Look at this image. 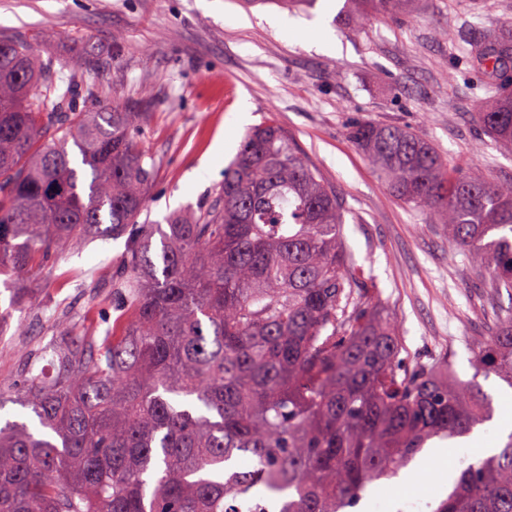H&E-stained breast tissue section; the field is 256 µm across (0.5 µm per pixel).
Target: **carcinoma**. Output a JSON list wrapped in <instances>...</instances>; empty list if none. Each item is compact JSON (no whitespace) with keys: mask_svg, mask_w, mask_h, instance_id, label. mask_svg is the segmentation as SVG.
I'll return each mask as SVG.
<instances>
[{"mask_svg":"<svg viewBox=\"0 0 512 512\" xmlns=\"http://www.w3.org/2000/svg\"><path fill=\"white\" fill-rule=\"evenodd\" d=\"M351 18L414 0H349ZM469 58L478 124L512 150V26ZM89 89L0 38V271L21 283L78 240L127 236L117 336L76 334L33 375L47 436L0 426V512H345L426 445L470 434L491 398L446 363L403 358L355 264L336 191L277 124L242 139L215 201L141 224L157 160L142 112L80 108ZM348 137L393 196L434 214L498 309L476 372L512 387V182L452 168L408 127ZM432 512H512V435L461 468Z\"/></svg>","mask_w":512,"mask_h":512,"instance_id":"cac0c4a2","label":"carcinoma"}]
</instances>
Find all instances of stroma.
Returning a JSON list of instances; mask_svg holds the SVG:
<instances>
[{
    "mask_svg": "<svg viewBox=\"0 0 512 512\" xmlns=\"http://www.w3.org/2000/svg\"><path fill=\"white\" fill-rule=\"evenodd\" d=\"M507 21L512 0H415L406 13L360 25L347 0L294 11L273 0L251 8L240 0H0V36L26 42L90 87L81 108L149 113L141 140L158 161L143 214L151 223L215 199L245 133L233 117L248 96L250 125L282 126L335 188L353 259L395 316L406 355L447 359L464 381L476 378L467 340L489 332L495 309L467 279L470 257L449 245L433 216L391 194L348 129L365 120L411 127L450 166L512 182V152L474 120L485 92L465 57ZM222 141L229 148L218 158ZM126 247L123 236L88 239L21 288L0 284V313L11 323L0 335V425L37 424L24 401L26 351L75 333L100 339L130 320L112 286ZM479 381L493 399L491 420L465 446L448 441L447 464L387 480L363 498L365 512H432L446 496L441 473L456 474L469 446L504 445L512 388L493 376Z\"/></svg>",
    "mask_w": 512,
    "mask_h": 512,
    "instance_id": "obj_1",
    "label": "stroma"
}]
</instances>
